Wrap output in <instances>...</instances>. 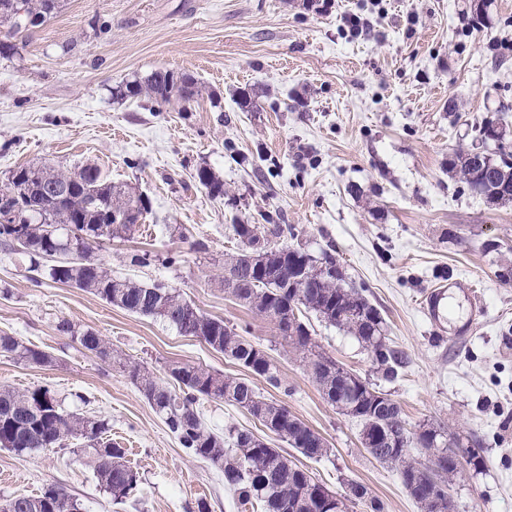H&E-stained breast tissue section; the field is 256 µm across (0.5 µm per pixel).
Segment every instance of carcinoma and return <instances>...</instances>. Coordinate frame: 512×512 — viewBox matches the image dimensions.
<instances>
[{
  "mask_svg": "<svg viewBox=\"0 0 512 512\" xmlns=\"http://www.w3.org/2000/svg\"><path fill=\"white\" fill-rule=\"evenodd\" d=\"M60 0H0L7 10L0 12V56L15 53L13 42L31 26L46 23L60 8ZM121 97L145 96L165 103L173 96L189 103L199 95L193 79L170 70H156L145 81L129 82L117 88ZM496 167H481L469 153L458 151L448 166L461 173L467 189L490 205L512 203V164L488 157ZM12 186L0 188V208L20 216L23 231L15 224L0 223V248L20 250L29 256L31 282L39 287L44 278L56 284L87 290L106 303L125 311L163 319L180 334L200 339L214 351L224 354L239 366L281 387L276 367L257 344L239 335L221 319L209 317L175 290L162 283L143 284L127 277L112 275L101 259L93 255V246L130 233L145 211L143 198L106 182L100 170L91 164L74 171H62L52 164L23 166L12 171ZM198 183L214 196L224 194V184L214 173L201 167ZM485 191H478L479 187ZM115 213L127 217L124 224L112 220ZM287 227L282 224H235L236 251L224 254V265L241 271L242 287L227 294L239 306L267 318L288 316L291 302L300 301L298 313L312 312L326 324L350 332L368 351L376 373L393 378L407 362L404 351L386 336L385 320L376 306L348 286L339 260L325 252L317 258L281 243ZM67 238L78 248L84 262L76 267L44 264L45 255L55 250L56 238ZM262 241L269 246L264 275L249 274L251 244ZM311 261L322 267L317 277L303 288L288 287L295 276L294 266ZM57 330L67 334L79 346L104 362H112V346L92 329L74 330L62 320ZM292 349L307 362L308 373L322 394L339 413L361 425L360 442L377 461L397 467L403 486L420 505L422 512H451L450 501L438 505L431 495H441L426 474L424 463L409 457L408 448L425 450L437 458L435 473L441 487L455 477L454 463L448 460V448H434L447 434L438 425L423 424L411 431L399 404L388 394L373 387L356 373L315 349L307 327L285 337ZM0 355L18 362L47 366L55 359L32 345L7 333L0 335ZM131 382L159 413L180 448L190 457L219 470L224 483L232 487L241 505L260 504L263 512H323L320 501L329 490L309 471L288 460L249 430L228 428L224 434L213 432L196 408L201 397L228 400L246 409L276 437L297 449L303 456L319 460L330 448L288 408L267 401L245 378H229L199 365L182 363L171 372L168 384L139 364L119 363ZM108 425L94 416L66 413L56 397L45 387L17 390L0 386V448L23 454L34 450L61 448L70 439H83L94 448L93 474L101 489L115 504H122L137 489L140 477L125 461V451L103 440ZM349 497L365 502L366 512H383V504L366 498V488L348 483ZM78 500L65 489L51 483L36 496H15L0 500V512H79Z\"/></svg>",
  "mask_w": 512,
  "mask_h": 512,
  "instance_id": "carcinoma-1",
  "label": "carcinoma"
}]
</instances>
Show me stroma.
Segmentation results:
<instances>
[{
	"mask_svg": "<svg viewBox=\"0 0 512 512\" xmlns=\"http://www.w3.org/2000/svg\"><path fill=\"white\" fill-rule=\"evenodd\" d=\"M370 22L367 35L343 15ZM512 0H64L0 57V184L20 165H97L148 206L131 235L95 249L113 274L175 288L208 316L260 344L281 387L260 395L288 407L328 443L303 457L270 438L243 409L199 400L206 425L246 428L329 490L357 482L384 512H421L395 466L361 446L359 423L330 405L270 319L225 295L231 227L262 216L284 224L285 244L328 251L348 282L380 310L406 365L381 378L350 333L308 315L314 341L397 401L411 427L445 426L479 444L480 468L451 483L453 512H512V205L463 192L448 160L485 146L491 120L512 122ZM164 69L192 77L191 103L117 99L113 89ZM224 184L211 197L195 178ZM149 253L148 264L132 258ZM25 255L0 250V334L54 356L25 365L0 355V385L49 388L66 412L95 415L140 476L136 495L113 504L71 447L25 455L0 449V499L49 483L82 512H252L222 474L179 448L162 417L119 367L82 350L60 320L92 329L115 356L166 377L187 362L234 378L245 370L168 323L111 306L87 291L27 278ZM445 286L439 324L421 308Z\"/></svg>",
	"mask_w": 512,
	"mask_h": 512,
	"instance_id": "35a3bbf8",
	"label": "stroma"
}]
</instances>
